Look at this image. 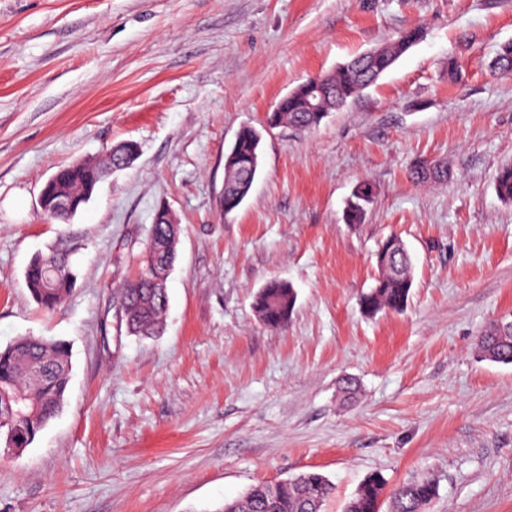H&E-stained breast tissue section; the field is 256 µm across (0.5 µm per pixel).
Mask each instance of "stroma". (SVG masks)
Wrapping results in <instances>:
<instances>
[{
	"mask_svg": "<svg viewBox=\"0 0 512 512\" xmlns=\"http://www.w3.org/2000/svg\"><path fill=\"white\" fill-rule=\"evenodd\" d=\"M423 40L362 96L301 133L264 129L295 86L400 30ZM512 0H0V347L69 344L65 404L0 456V512H221L306 471L344 512L358 485L435 479L431 512H512V365L475 349L512 321ZM456 60L463 79L448 80ZM261 129V167L224 213V154ZM139 146L69 222L38 197L61 167ZM443 161L447 180L411 172ZM372 184L361 223L355 186ZM178 254L165 331L127 334L120 288L141 270L159 207ZM72 233L78 277L45 311L31 257ZM390 235L413 258L403 313L364 315ZM291 282L285 328L252 299ZM354 379L352 399L339 392ZM374 195L373 187L367 182L356 185L352 200L348 205L346 217L349 223H360L365 215V206L372 202Z\"/></svg>",
	"mask_w": 512,
	"mask_h": 512,
	"instance_id": "stroma-1",
	"label": "stroma"
}]
</instances>
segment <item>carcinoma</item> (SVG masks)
<instances>
[{"label":"carcinoma","instance_id":"carcinoma-1","mask_svg":"<svg viewBox=\"0 0 512 512\" xmlns=\"http://www.w3.org/2000/svg\"><path fill=\"white\" fill-rule=\"evenodd\" d=\"M423 38L419 27L400 31L373 49L353 56L335 70L310 78L280 99L266 115L271 127L288 126L299 131L317 128L332 112L345 106L373 85L411 47ZM493 69L512 75V42L497 52ZM320 86L323 95L318 108L309 107L312 89ZM261 134L253 127L241 128L224 155V187L221 203L224 213L237 209L248 196L260 166ZM137 143L122 142L113 146L106 163L85 160L57 170L44 184L39 206L50 220L67 222L90 200L97 184L108 169L121 170L128 155L136 152ZM414 178L421 182L444 180L447 168L438 163H421ZM495 190L504 202H512V164L503 166L495 179ZM373 187L367 182L356 185L346 212L347 220L356 224L372 202ZM179 225L162 206L150 225L141 259L139 276L121 289L120 299L126 310L125 325L131 335L151 338L163 330V314L168 304L167 283L173 268L178 244ZM381 273L375 285L360 300L362 312L373 316L381 311L401 313L408 306L413 287L412 257L395 235L383 239L377 248ZM70 237L64 235L48 252L35 255L24 278L33 299L44 309H52L65 300L76 281ZM297 299L292 283L273 279L260 288L253 299V310L265 325L281 328L288 323ZM475 348L488 361L512 364V322L496 323L477 337ZM69 348L60 341L21 337L0 349V411L5 401L18 399L21 408L14 417L11 432L0 433L1 442L17 449L27 448L38 432L54 418L64 403L69 381ZM333 492V485L315 471L300 473L277 485L257 484L244 494L224 503L222 512H323ZM437 495V485L430 478L413 480L386 492V482L379 475L368 476L348 502L345 512H428Z\"/></svg>","mask_w":512,"mask_h":512}]
</instances>
